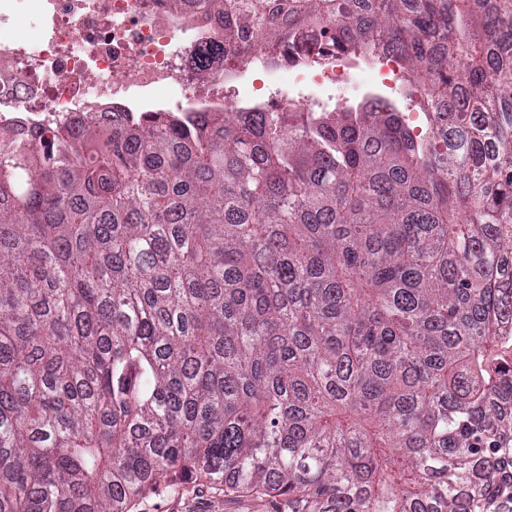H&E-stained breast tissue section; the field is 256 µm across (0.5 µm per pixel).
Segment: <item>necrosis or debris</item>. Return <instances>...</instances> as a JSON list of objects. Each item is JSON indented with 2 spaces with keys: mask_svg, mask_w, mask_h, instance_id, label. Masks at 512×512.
Wrapping results in <instances>:
<instances>
[{
  "mask_svg": "<svg viewBox=\"0 0 512 512\" xmlns=\"http://www.w3.org/2000/svg\"><path fill=\"white\" fill-rule=\"evenodd\" d=\"M221 0H0V139L36 147L37 135L77 124L109 131L116 112H286L362 75L390 85L392 55L325 63L289 55L280 40L233 62L193 61L223 31L212 17ZM37 25L41 40L17 34ZM179 90L176 98L164 96Z\"/></svg>",
  "mask_w": 512,
  "mask_h": 512,
  "instance_id": "necrosis-or-debris-1",
  "label": "necrosis or debris"
}]
</instances>
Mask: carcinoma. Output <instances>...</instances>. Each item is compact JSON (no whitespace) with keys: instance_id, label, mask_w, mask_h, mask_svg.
<instances>
[{"instance_id":"carcinoma-1","label":"carcinoma","mask_w":512,"mask_h":512,"mask_svg":"<svg viewBox=\"0 0 512 512\" xmlns=\"http://www.w3.org/2000/svg\"><path fill=\"white\" fill-rule=\"evenodd\" d=\"M224 46L395 53L428 122L155 115L0 150V512L189 478L275 512H496L512 0H223Z\"/></svg>"}]
</instances>
